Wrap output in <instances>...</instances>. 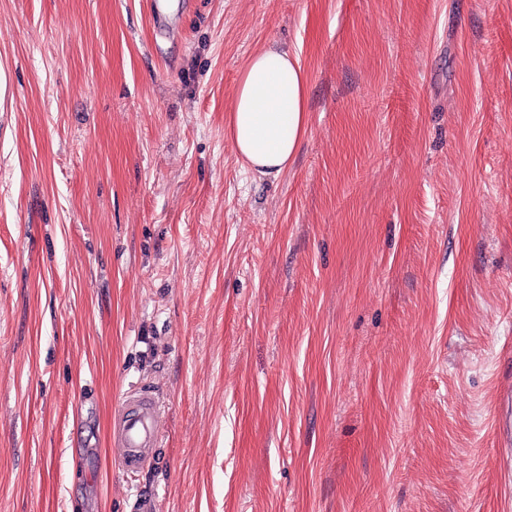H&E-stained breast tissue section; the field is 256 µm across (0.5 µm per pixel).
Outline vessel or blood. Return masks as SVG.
Wrapping results in <instances>:
<instances>
[{
    "mask_svg": "<svg viewBox=\"0 0 512 512\" xmlns=\"http://www.w3.org/2000/svg\"><path fill=\"white\" fill-rule=\"evenodd\" d=\"M162 408L160 398L151 387L141 386L125 394L112 428L116 461L124 473H143L158 461ZM498 412V445L508 449L512 447L511 388L500 393Z\"/></svg>",
    "mask_w": 512,
    "mask_h": 512,
    "instance_id": "vessel-or-blood-1",
    "label": "vessel or blood"
}]
</instances>
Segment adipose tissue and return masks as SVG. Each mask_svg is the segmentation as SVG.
<instances>
[{
    "mask_svg": "<svg viewBox=\"0 0 512 512\" xmlns=\"http://www.w3.org/2000/svg\"><path fill=\"white\" fill-rule=\"evenodd\" d=\"M308 81L298 58L267 48L241 71L226 126L245 166L263 176L286 171L306 132Z\"/></svg>",
    "mask_w": 512,
    "mask_h": 512,
    "instance_id": "obj_1",
    "label": "adipose tissue"
}]
</instances>
